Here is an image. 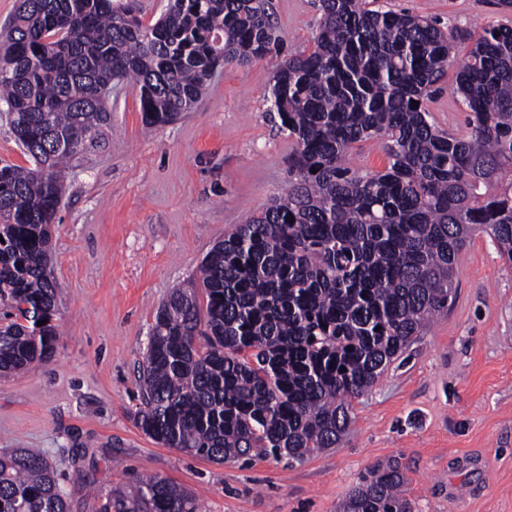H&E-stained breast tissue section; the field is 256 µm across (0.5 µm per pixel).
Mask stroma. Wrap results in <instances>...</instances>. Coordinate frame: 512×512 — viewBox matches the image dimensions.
I'll return each mask as SVG.
<instances>
[{"instance_id":"1","label":"stroma","mask_w":512,"mask_h":512,"mask_svg":"<svg viewBox=\"0 0 512 512\" xmlns=\"http://www.w3.org/2000/svg\"><path fill=\"white\" fill-rule=\"evenodd\" d=\"M272 3L285 50L309 47L318 0ZM378 3L472 35L512 22L499 0ZM279 62L224 67L190 111L149 132L132 85L113 87L112 129L73 159L52 228L59 343L40 369L0 376V451L41 449L70 512H94L92 490L140 475L189 489L198 512H339L359 475L388 458L407 468L413 512H512V265L484 232L459 257L447 317L354 400L336 448L301 463H215L137 427L139 366L158 307L288 186L294 140L269 114ZM427 109L438 127L466 134L448 87Z\"/></svg>"}]
</instances>
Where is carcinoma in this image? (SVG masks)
<instances>
[{
    "instance_id": "cac0c4a2",
    "label": "carcinoma",
    "mask_w": 512,
    "mask_h": 512,
    "mask_svg": "<svg viewBox=\"0 0 512 512\" xmlns=\"http://www.w3.org/2000/svg\"><path fill=\"white\" fill-rule=\"evenodd\" d=\"M374 2L319 0L313 46L273 74L270 111L295 141L288 189L156 312L137 425L159 445L244 465L336 447L352 400L448 312L473 232L512 264V25L470 39ZM466 41L457 136L426 101ZM282 52L271 0H169L152 25L113 0H21L0 43V102L33 167L0 166V373L53 356L52 226L67 163L112 127V82L133 83L152 128L189 111L217 67ZM370 139L388 166L362 173L347 156ZM404 481L399 460L372 465L340 512H413ZM0 512H69L40 451L0 453ZM98 512L197 504L153 476L106 494Z\"/></svg>"
}]
</instances>
